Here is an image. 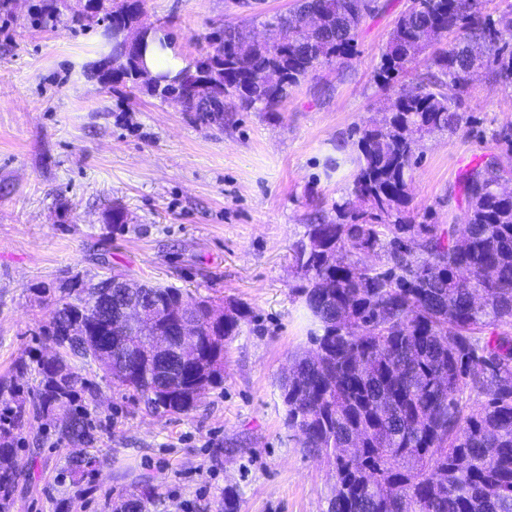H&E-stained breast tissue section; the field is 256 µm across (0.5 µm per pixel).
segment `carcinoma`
<instances>
[{"label":"carcinoma","mask_w":512,"mask_h":512,"mask_svg":"<svg viewBox=\"0 0 512 512\" xmlns=\"http://www.w3.org/2000/svg\"><path fill=\"white\" fill-rule=\"evenodd\" d=\"M116 25L142 23L140 52L157 28L142 22L144 0L117 9L97 0ZM375 0H293L269 19L279 32L259 42L243 25L227 23L210 35L205 54L180 70L186 83L206 64L224 87L221 99L199 100L189 111L209 125L224 112L266 108L329 62L348 63ZM427 71L386 98L380 121L358 128V169L352 198L336 219L315 218L295 252L298 292L320 328L310 333L314 354L295 358L280 383L285 423L301 447L329 459L336 483L327 512H512V197L498 192L501 171L485 160L462 190L467 236L439 224L401 216L409 171L421 138L452 130L470 96L467 77L486 68L512 85V8L495 16L479 0H410L390 31L374 81L390 89L420 57ZM134 62L119 64L113 80L165 100V91L138 80ZM453 86L454 95L444 92ZM386 261L363 266V249ZM92 282L36 289L54 297L40 334L54 350L16 361L0 381V512H10L23 467L17 460L26 429L84 448L62 474L77 485L101 460L94 450L98 388L78 365L112 373L110 382L139 395L156 414H187L196 387L224 380V342L237 335L247 311L221 307L173 286L132 282L112 294V306L93 296ZM174 308L146 331L114 324L120 305ZM195 321L188 364L149 359L132 342L159 331L168 346L179 337L176 312ZM479 410L468 411L470 401ZM155 488L120 494L114 512H147Z\"/></svg>","instance_id":"cac0c4a2"}]
</instances>
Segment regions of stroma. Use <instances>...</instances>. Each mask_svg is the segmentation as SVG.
Masks as SVG:
<instances>
[{
  "label": "stroma",
  "mask_w": 512,
  "mask_h": 512,
  "mask_svg": "<svg viewBox=\"0 0 512 512\" xmlns=\"http://www.w3.org/2000/svg\"><path fill=\"white\" fill-rule=\"evenodd\" d=\"M292 0H144L145 19L186 61L204 54L217 25L266 17ZM40 0L0 6V378L45 352L39 331L52 305L34 289L124 272L248 316L224 345V381L186 415H158L101 382L96 446L104 460L78 485L60 476L73 454L45 436L25 443L26 470L10 512H113L122 488L150 481V512H325L334 477L283 420L279 380L308 348L314 320L293 260L314 215L332 219L350 197L352 129L384 99L373 70L408 0H379L344 68L319 66L271 110L228 112L223 126L91 70L105 47L100 23L62 11L41 20ZM459 127L426 137L411 168L406 214L416 224H460L463 175L512 136V87L471 76ZM344 150H337V142ZM127 220L112 223L113 209Z\"/></svg>",
  "instance_id": "1"
}]
</instances>
